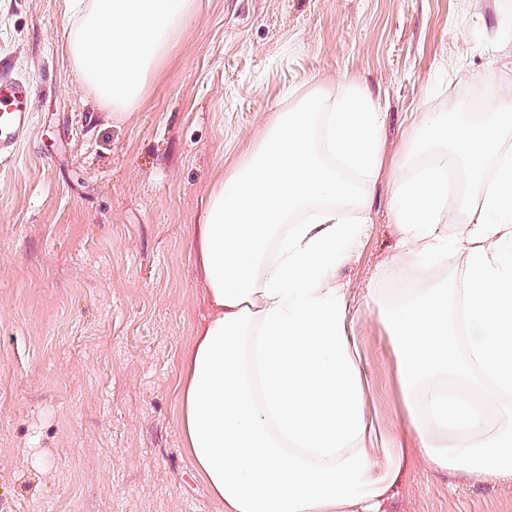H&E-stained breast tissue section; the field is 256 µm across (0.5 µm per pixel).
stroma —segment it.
Listing matches in <instances>:
<instances>
[{"mask_svg":"<svg viewBox=\"0 0 512 512\" xmlns=\"http://www.w3.org/2000/svg\"><path fill=\"white\" fill-rule=\"evenodd\" d=\"M67 0H0V73L31 79L33 133L0 160V512H224L180 429L206 314L191 242L212 187L289 93L366 87L389 180L420 113L512 87V0H195L138 107L104 108L66 48ZM377 189L336 272L364 343L377 442L400 397L382 303L404 278ZM386 512H512V484L410 463Z\"/></svg>","mask_w":512,"mask_h":512,"instance_id":"obj_1","label":"stroma"}]
</instances>
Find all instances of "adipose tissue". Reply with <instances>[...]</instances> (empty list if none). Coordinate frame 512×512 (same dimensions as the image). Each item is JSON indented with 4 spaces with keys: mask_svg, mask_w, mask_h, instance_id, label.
Wrapping results in <instances>:
<instances>
[{
    "mask_svg": "<svg viewBox=\"0 0 512 512\" xmlns=\"http://www.w3.org/2000/svg\"><path fill=\"white\" fill-rule=\"evenodd\" d=\"M194 0H69L82 83L135 108ZM364 89L308 92L213 188L196 246L210 313L183 365L180 427L224 512H383L410 455L512 482V91L480 115L424 112L388 185L400 433L375 411L336 268L359 245L383 163Z\"/></svg>",
    "mask_w": 512,
    "mask_h": 512,
    "instance_id": "1",
    "label": "adipose tissue"
}]
</instances>
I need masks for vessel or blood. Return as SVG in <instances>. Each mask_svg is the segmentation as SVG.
<instances>
[{
	"instance_id": "b4317fda",
	"label": "vessel or blood",
	"mask_w": 512,
	"mask_h": 512,
	"mask_svg": "<svg viewBox=\"0 0 512 512\" xmlns=\"http://www.w3.org/2000/svg\"><path fill=\"white\" fill-rule=\"evenodd\" d=\"M33 89L26 79L0 75V159L11 156L32 132Z\"/></svg>"
}]
</instances>
